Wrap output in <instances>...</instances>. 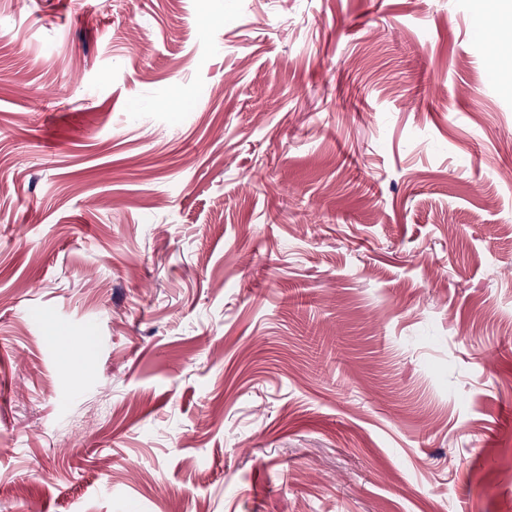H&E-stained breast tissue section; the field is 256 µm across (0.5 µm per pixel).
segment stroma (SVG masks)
I'll list each match as a JSON object with an SVG mask.
<instances>
[{
    "label": "stroma",
    "mask_w": 512,
    "mask_h": 512,
    "mask_svg": "<svg viewBox=\"0 0 512 512\" xmlns=\"http://www.w3.org/2000/svg\"><path fill=\"white\" fill-rule=\"evenodd\" d=\"M490 8L0 0L1 505L512 512Z\"/></svg>",
    "instance_id": "stroma-1"
}]
</instances>
